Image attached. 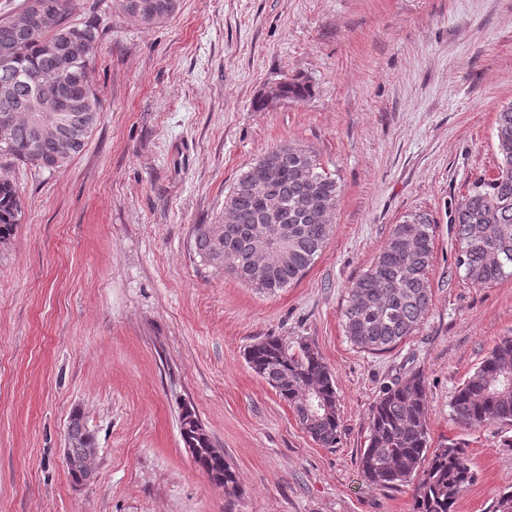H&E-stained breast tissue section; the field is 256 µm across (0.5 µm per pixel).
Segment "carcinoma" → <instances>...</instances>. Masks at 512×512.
<instances>
[{
    "instance_id": "obj_1",
    "label": "carcinoma",
    "mask_w": 512,
    "mask_h": 512,
    "mask_svg": "<svg viewBox=\"0 0 512 512\" xmlns=\"http://www.w3.org/2000/svg\"><path fill=\"white\" fill-rule=\"evenodd\" d=\"M56 13L53 24L27 35L12 29V16L0 17V51L9 49L12 70L22 74H49L59 58L49 46L60 43L62 34L74 24L68 21L70 0H24ZM117 11L141 25L154 27L180 8V0H113ZM83 27L93 31L86 63L79 69L80 86L85 90L82 108L68 113L69 153L54 156L52 144H45L39 156L30 152L32 138L28 126L32 102L50 90L47 83L27 81L13 90L8 100L0 99V111L15 118L10 142H0V153L46 171H59L84 148L101 110V101L89 85L87 71L93 63L99 30L91 22ZM310 94L308 85L297 80L283 84V97L302 99ZM496 171L477 178L467 195L456 203L450 223L456 226L457 268L478 285L489 286L512 277V259L495 265L487 252L498 250L512 256V103L496 112ZM275 159L281 178L275 192L283 204L281 217L288 224L291 261L278 270L266 292L274 294L298 281L314 263L331 236L334 224L319 216L334 215L339 186L321 170L313 152L299 144H281L266 151L255 163ZM252 170L241 174L224 206L234 209L237 223L226 224L219 217L215 224H197L193 250L201 262L223 267L224 251L237 256L231 275L249 283V271L261 263L263 255L252 241L264 234V220L257 196L251 188ZM25 215L24 203L7 180H0V242L14 234ZM476 235L481 245L469 243ZM434 249V220L426 213H415L394 225L384 247L371 265L349 287L343 330L359 349L383 353L411 336L427 315L432 301L429 271ZM252 370L288 403L303 429L325 448L336 445L340 416L333 374L315 347L305 341L292 350L276 336H267L245 352ZM428 389L418 371L397 378L385 386L371 408L370 433L359 459L366 484L376 490L394 489L416 482L413 512H454L463 488L475 479L470 462L457 445L431 447L427 418ZM454 419L468 428L500 423L512 425V336H505L492 348L474 372L455 391L450 401ZM185 446L210 447L209 436L197 434L200 420L184 408L180 415ZM71 451L80 455L95 447L80 412L71 414L68 427ZM196 464L206 474L222 472L224 494L237 491L236 475L223 460L201 456Z\"/></svg>"
}]
</instances>
